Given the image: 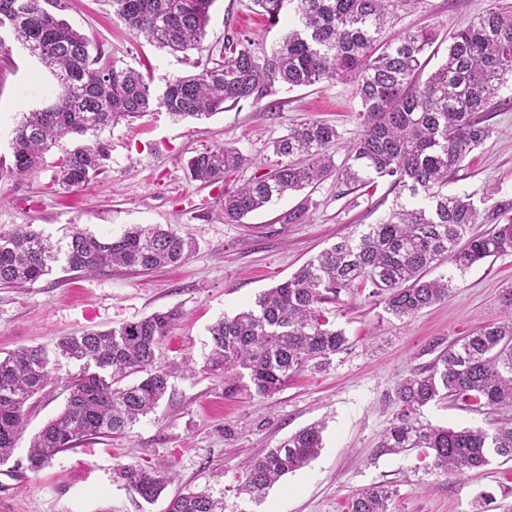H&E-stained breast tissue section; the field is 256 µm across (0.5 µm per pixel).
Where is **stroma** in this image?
Segmentation results:
<instances>
[{"label":"stroma","mask_w":512,"mask_h":512,"mask_svg":"<svg viewBox=\"0 0 512 512\" xmlns=\"http://www.w3.org/2000/svg\"><path fill=\"white\" fill-rule=\"evenodd\" d=\"M60 15L85 34L105 58L141 71L154 92L168 80L192 73V60L134 38L103 0H62ZM488 0H411L398 10L385 38L426 29L434 42L426 71L447 57L448 37L475 18ZM204 43L220 49L239 33L272 47L288 22L270 23L249 0H215ZM54 100V79L22 47L0 49V164L11 160L13 131L23 116ZM272 108L243 102L206 120H178L154 112L119 123L103 138L108 157L91 184L63 188L55 173L65 146L52 148L44 167L31 175L0 178V232L30 224L59 237L78 224L110 236L134 224H161L189 235L194 249L181 266L154 271L112 268L101 275L54 270L23 287L0 286V352L21 346L54 349L65 336L108 330L158 311L178 310L159 361L174 369L171 386L156 411L122 435L90 438L59 453L51 465L31 472L21 465L31 437L59 414L66 395L58 381L78 367L58 359L57 381L26 408L25 431L10 462L0 465V512H165L168 497L182 488H206L223 498L226 512H348L351 497L374 484L396 488L394 512H473L475 496L492 493L487 512L512 507V462L492 457L488 466L454 479L428 470L419 451L380 454L378 443L393 420L386 399L414 370L424 368L448 344L481 326L512 318L500 304L512 290V253L490 258L465 273L439 266L454 277L448 298L417 317L387 315L367 292L342 296L331 315L348 345L322 372H304L282 392L259 400L242 392L228 397L221 377L204 371L208 328L253 304L262 291L288 279L305 262L389 212L395 194L387 181L345 191L335 179L314 188L316 206L302 224L283 216L302 199L291 193L250 215L245 223L224 220V195L278 162L270 144L305 120L335 125L344 140L362 131L361 102L354 83L339 81L278 88ZM492 135L473 151L449 180L452 193L481 203L486 190L495 200H512V106L484 113ZM216 144L237 147L248 166L209 186L190 179L187 163ZM493 410L472 413L443 401L424 408L435 426L488 427ZM324 422L323 447L309 465L284 476L258 502L239 493L246 459L272 448L288 434ZM141 461L173 472L175 481L154 504L128 493L115 474L118 464Z\"/></svg>","instance_id":"35a3bbf8"}]
</instances>
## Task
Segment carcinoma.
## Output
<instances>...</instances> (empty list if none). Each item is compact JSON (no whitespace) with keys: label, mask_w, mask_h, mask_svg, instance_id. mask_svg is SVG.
<instances>
[{"label":"carcinoma","mask_w":512,"mask_h":512,"mask_svg":"<svg viewBox=\"0 0 512 512\" xmlns=\"http://www.w3.org/2000/svg\"><path fill=\"white\" fill-rule=\"evenodd\" d=\"M61 0H0L2 33L37 58L56 81L54 102L26 113L14 130L10 176L38 172L45 154L66 138L80 143L58 171L67 188H82L103 172L102 134L122 121L163 109L175 118L208 119L226 105L260 104L278 85L311 86L350 80L362 111V133L336 165L328 148L341 140L333 125L309 120L272 142L276 167L224 195V220L240 223L285 193L315 187L329 177L350 191L390 182L395 200L378 224L340 238L291 278L259 294L254 305L216 321L208 332L204 369L224 374V395L241 390L259 399L283 391L305 370L322 371L347 346L345 332L330 320L326 304L370 288L386 314L410 320L448 298L453 277H427L444 263L464 273L489 257L512 253V201L486 211L493 227L470 234L480 212L468 195L445 191L448 178L492 130L486 111L512 82V11L489 4L450 37L448 54L426 79L422 56L428 31H406L378 44L397 10L410 0H251L272 25L292 8L295 25L270 49L236 35L224 38L218 55L203 46L215 0H104L132 35L159 49L206 53L195 72L168 81L161 95L144 75L117 61L101 62L84 34L59 18ZM233 145L220 144L188 162L190 179L215 184L248 165ZM316 202L307 194L286 215L302 224ZM192 243L187 234L159 225L135 224L115 237H99L78 224L53 240L25 224L0 234V284L34 283L53 272L100 273L121 266L151 271L182 264ZM176 309L105 331L60 339L54 354L79 365L64 384L63 410L36 433L27 469L37 472L63 450L100 436L124 434L152 413L168 392L172 373L158 353L178 319ZM135 375L132 383L125 379ZM52 380L49 352L20 347L0 355V464L21 439L26 405ZM449 399L480 412L496 411L489 430L435 427L420 419L423 407ZM395 409L379 453L419 450L428 468L451 478L489 464V455L512 460V320L484 325L439 352L424 370L411 373L388 397ZM324 425L311 423L243 466L239 490L258 502L283 476L317 457ZM126 489L155 502L174 474L137 461L118 466ZM397 489L378 484L359 490L350 512H392ZM166 512H224V499L206 490L179 491Z\"/></svg>","instance_id":"carcinoma-1"}]
</instances>
